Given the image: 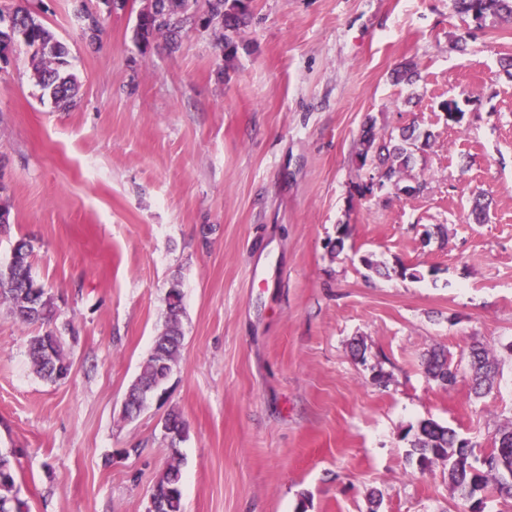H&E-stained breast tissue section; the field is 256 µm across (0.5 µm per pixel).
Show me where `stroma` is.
Listing matches in <instances>:
<instances>
[{
  "label": "stroma",
  "mask_w": 512,
  "mask_h": 512,
  "mask_svg": "<svg viewBox=\"0 0 512 512\" xmlns=\"http://www.w3.org/2000/svg\"><path fill=\"white\" fill-rule=\"evenodd\" d=\"M145 3L26 0L69 47L70 110L43 97L24 46L0 62V264L30 242L72 363L41 379L38 325L0 305V449L17 452L26 512H147L175 453L184 512H369L373 494L379 512H468L404 434L430 418L479 455L512 420V20L475 29L453 0H251L228 61L208 30L141 48ZM407 62L420 81L394 83ZM369 121L431 131L403 178L415 194L359 192ZM174 286L182 356L124 418ZM475 343L498 360L482 398ZM434 349L452 387L424 371Z\"/></svg>",
  "instance_id": "stroma-1"
}]
</instances>
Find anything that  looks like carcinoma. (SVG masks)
Here are the masks:
<instances>
[{"instance_id":"obj_1","label":"carcinoma","mask_w":512,"mask_h":512,"mask_svg":"<svg viewBox=\"0 0 512 512\" xmlns=\"http://www.w3.org/2000/svg\"><path fill=\"white\" fill-rule=\"evenodd\" d=\"M251 0H209L205 28L219 32L224 42V55L232 59L237 53L235 35L250 17ZM458 13L477 25L490 16L512 17V0H454ZM193 0H163L162 10L151 4L138 15L135 36L148 46L162 36L172 46L182 33L193 25ZM23 44L30 55L32 76L36 84L60 110L76 104V76L69 71V49L56 38L46 24L29 9L18 4L0 10V61L8 58L14 46ZM431 134L414 127H403L386 140H378L373 123L366 124L356 147V163L361 170L373 169L387 184H399L412 162L415 152L429 143ZM32 247L21 240L15 245L12 261L0 266V303L7 304L22 324H40L45 330L30 337L28 354L35 372L54 382L71 372L59 328L53 326L57 311L44 285L32 273ZM181 292H168L164 324L155 336L150 354L130 386L123 408L124 417H132L145 408L149 398L162 386L181 357L183 332ZM472 390L476 395L490 391L498 374L493 351L474 345L468 354ZM425 371L444 386L456 382L457 373L448 364L443 352H432L425 361ZM169 431L183 438L187 426L182 414L172 409L167 414ZM409 456L416 458L421 471L429 470L439 461L448 464V482L461 498L471 502L470 512H484L487 500L512 499V423L500 426L493 433V448L482 456L474 455L473 447L458 438L455 431L428 419L420 422L410 441ZM16 451H0V512H22L16 497V474L13 458ZM181 461L173 449L166 469L157 478L148 512H182Z\"/></svg>"}]
</instances>
